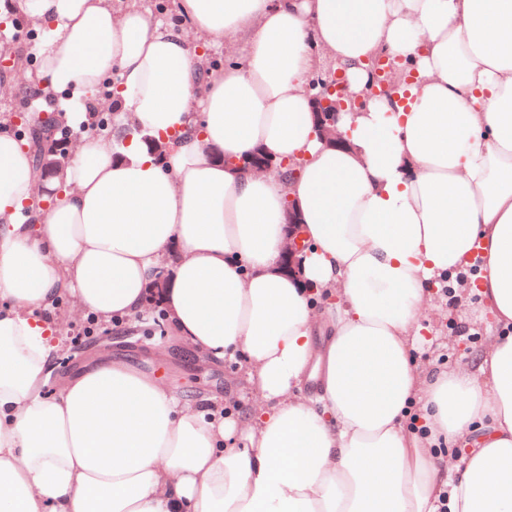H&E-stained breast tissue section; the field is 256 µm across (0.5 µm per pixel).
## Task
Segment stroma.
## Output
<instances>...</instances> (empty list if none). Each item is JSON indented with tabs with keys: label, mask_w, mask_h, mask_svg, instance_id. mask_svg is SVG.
<instances>
[{
	"label": "stroma",
	"mask_w": 512,
	"mask_h": 512,
	"mask_svg": "<svg viewBox=\"0 0 512 512\" xmlns=\"http://www.w3.org/2000/svg\"><path fill=\"white\" fill-rule=\"evenodd\" d=\"M23 21L25 31H32L24 13L12 9L0 13V36L9 42L0 54V116L25 114L27 125H34L43 116L47 105L38 99L22 103L18 94L19 75L8 66L13 56H31L33 44L15 38L14 25ZM62 321L64 346L52 364L48 389H56L62 380L82 364L107 355L151 374L168 384L174 392L188 398H204L234 402L247 390L245 375L236 363L216 362L193 351L174 338L161 310L137 321H126L121 328L98 327L94 336L75 339L73 331L84 315L72 300H64L56 310ZM492 323L481 312L477 298L462 295L454 302L438 303L431 315L428 331L417 343L413 357L421 372L471 366L478 353L484 351ZM166 349L164 357H155L156 345Z\"/></svg>",
	"instance_id": "obj_1"
}]
</instances>
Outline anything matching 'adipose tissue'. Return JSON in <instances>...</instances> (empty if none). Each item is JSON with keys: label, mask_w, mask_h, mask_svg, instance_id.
I'll return each instance as SVG.
<instances>
[{"label": "adipose tissue", "mask_w": 512, "mask_h": 512, "mask_svg": "<svg viewBox=\"0 0 512 512\" xmlns=\"http://www.w3.org/2000/svg\"><path fill=\"white\" fill-rule=\"evenodd\" d=\"M16 6L70 123L105 84L138 133L81 137L41 193L0 132V512H512V0H178L177 25L112 0ZM191 32L243 60L202 72ZM379 55L410 97L343 112L348 145H328L320 60L359 94ZM163 269L171 330L245 364L247 402L223 416L120 362L47 393L58 305L147 317ZM459 273L498 330L474 367L422 374L411 351ZM287 218L288 235L281 256V263L288 272H295L298 265V260H296L295 256L302 249V244L300 237L295 232L296 225L298 224L295 211L292 209L288 210Z\"/></svg>", "instance_id": "ef3b65f1"}]
</instances>
